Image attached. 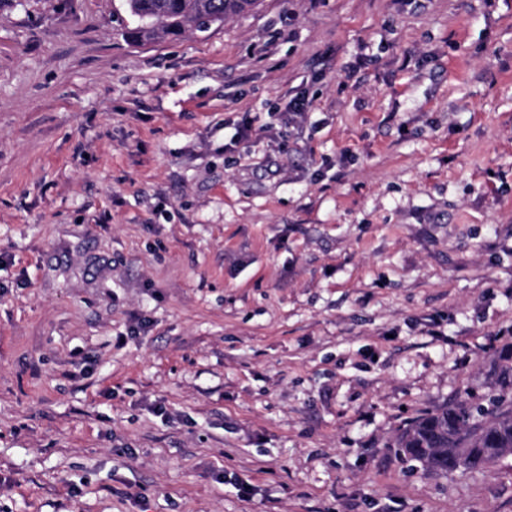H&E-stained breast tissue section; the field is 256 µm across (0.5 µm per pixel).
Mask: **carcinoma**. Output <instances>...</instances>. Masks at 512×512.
Segmentation results:
<instances>
[{"mask_svg":"<svg viewBox=\"0 0 512 512\" xmlns=\"http://www.w3.org/2000/svg\"><path fill=\"white\" fill-rule=\"evenodd\" d=\"M257 0H123L129 25L117 15L122 37L132 43L160 35L180 37L205 32L224 20L248 12ZM499 388L486 403H446L413 419L390 447L423 471L446 475L455 470H482L512 456V352L504 355Z\"/></svg>","mask_w":512,"mask_h":512,"instance_id":"carcinoma-1","label":"carcinoma"}]
</instances>
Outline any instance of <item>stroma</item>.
Returning a JSON list of instances; mask_svg holds the SVG:
<instances>
[{
  "mask_svg": "<svg viewBox=\"0 0 512 512\" xmlns=\"http://www.w3.org/2000/svg\"><path fill=\"white\" fill-rule=\"evenodd\" d=\"M121 4L0 0V512H512L390 447L512 345V0ZM257 0H123L124 12L133 20L125 22L117 14L122 37L132 43L147 42L159 35L180 37L186 31L206 32L213 25L248 12ZM146 17L152 24L145 26Z\"/></svg>",
  "mask_w": 512,
  "mask_h": 512,
  "instance_id": "35a3bbf8",
  "label": "stroma"
}]
</instances>
